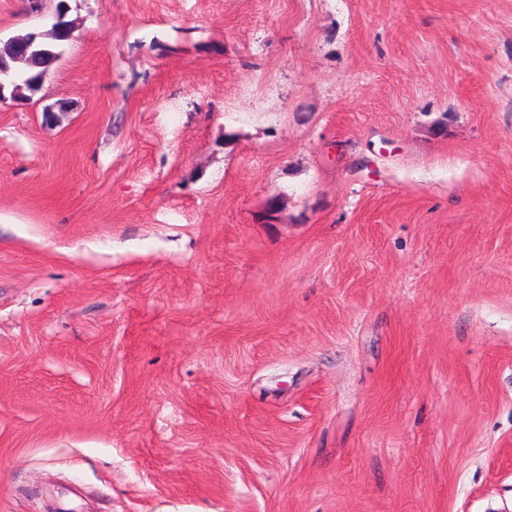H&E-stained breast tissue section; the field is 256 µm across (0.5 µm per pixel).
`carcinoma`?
<instances>
[{
  "label": "carcinoma",
  "instance_id": "carcinoma-1",
  "mask_svg": "<svg viewBox=\"0 0 512 512\" xmlns=\"http://www.w3.org/2000/svg\"><path fill=\"white\" fill-rule=\"evenodd\" d=\"M57 20L51 28L39 34L26 32L10 37L0 47V61L11 69L5 82V95L12 101H30L43 90L50 72L71 42L76 22L66 20L67 5L59 2Z\"/></svg>",
  "mask_w": 512,
  "mask_h": 512
}]
</instances>
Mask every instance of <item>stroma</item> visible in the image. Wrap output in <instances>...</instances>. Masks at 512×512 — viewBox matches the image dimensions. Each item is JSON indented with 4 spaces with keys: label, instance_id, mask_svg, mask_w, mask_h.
Masks as SVG:
<instances>
[{
    "label": "stroma",
    "instance_id": "obj_1",
    "mask_svg": "<svg viewBox=\"0 0 512 512\" xmlns=\"http://www.w3.org/2000/svg\"><path fill=\"white\" fill-rule=\"evenodd\" d=\"M67 2L0 103V512H512V0ZM57 20L49 30L26 32L10 37L0 47V61L11 69L10 79L4 83L5 95L12 101H30L43 90L50 72L73 38L75 20H63L68 7L61 0L56 7Z\"/></svg>",
    "mask_w": 512,
    "mask_h": 512
}]
</instances>
